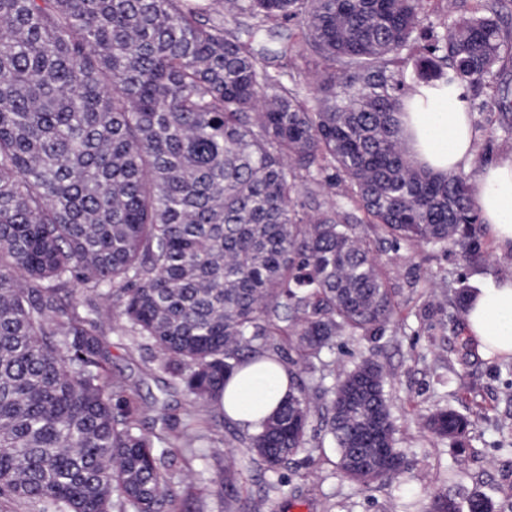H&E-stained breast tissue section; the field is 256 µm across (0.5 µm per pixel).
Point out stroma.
Returning <instances> with one entry per match:
<instances>
[{"label":"stroma","instance_id":"35a3bbf8","mask_svg":"<svg viewBox=\"0 0 512 512\" xmlns=\"http://www.w3.org/2000/svg\"><path fill=\"white\" fill-rule=\"evenodd\" d=\"M471 116L476 158L470 169L476 173L483 160L511 152L512 137L486 140L484 126L500 121L493 101L472 109ZM482 240L485 259L473 264L456 248L384 247L378 260L387 269L388 287L398 293L397 313L383 335L342 337L329 357L332 369L340 370L376 353L385 368L398 446L407 454L409 468L383 485H354L339 476L336 450L326 444L317 451L320 465L300 462L285 471L282 490L270 493L264 512H425L435 491L461 504L479 491L492 500L495 512H512V453L501 447L502 426L512 427V360L485 359L475 352L461 310L442 294L446 287L475 286L480 274L512 276V265L503 264V252L490 233H483ZM441 272L448 275L444 287L437 279ZM103 340L112 351L113 377L127 382L138 403L164 405L180 421L197 415L202 430L223 439L221 458L196 448L176 480L178 512H224L216 480L231 473L239 444L229 435L233 425L222 407L195 408L180 387L155 371L149 352L117 331L105 330ZM438 405L469 419L465 453L428 430L426 415Z\"/></svg>","mask_w":512,"mask_h":512}]
</instances>
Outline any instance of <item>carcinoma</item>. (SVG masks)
Wrapping results in <instances>:
<instances>
[{
	"mask_svg": "<svg viewBox=\"0 0 512 512\" xmlns=\"http://www.w3.org/2000/svg\"><path fill=\"white\" fill-rule=\"evenodd\" d=\"M430 0H0V498L37 512H171L195 427L152 425L112 377L115 324L201 408L250 359L291 365L288 399L243 430L233 475L285 470L312 401L336 469L382 484L406 466L370 355L341 370L343 336H379L396 292L388 241L480 254L472 174L416 167L397 121L422 86L490 95L512 135L499 67L512 0H475L441 27ZM294 24L318 69L273 70ZM99 303L84 311L72 288ZM332 383H327L328 378ZM430 432L463 446L468 419ZM427 512H460L432 496Z\"/></svg>",
	"mask_w": 512,
	"mask_h": 512,
	"instance_id": "1",
	"label": "carcinoma"
}]
</instances>
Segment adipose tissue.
<instances>
[{
	"instance_id": "adipose-tissue-1",
	"label": "adipose tissue",
	"mask_w": 512,
	"mask_h": 512,
	"mask_svg": "<svg viewBox=\"0 0 512 512\" xmlns=\"http://www.w3.org/2000/svg\"><path fill=\"white\" fill-rule=\"evenodd\" d=\"M404 146L415 164L435 172L468 168L475 134L462 89H422L408 96L397 115ZM475 202L500 249H512V152L484 165L475 184ZM468 336L484 355L512 356V277L482 275L463 310ZM288 373L270 360L242 367L227 382L223 404L232 421L256 427L288 393Z\"/></svg>"
}]
</instances>
